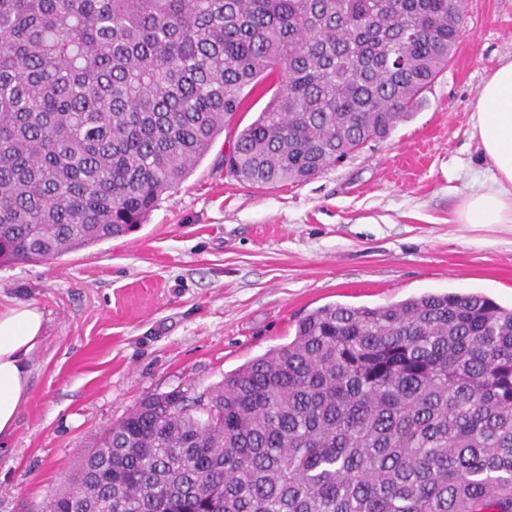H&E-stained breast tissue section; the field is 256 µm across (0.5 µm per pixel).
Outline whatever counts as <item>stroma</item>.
Returning a JSON list of instances; mask_svg holds the SVG:
<instances>
[{
	"label": "stroma",
	"mask_w": 512,
	"mask_h": 512,
	"mask_svg": "<svg viewBox=\"0 0 512 512\" xmlns=\"http://www.w3.org/2000/svg\"><path fill=\"white\" fill-rule=\"evenodd\" d=\"M462 16L413 116L315 179L261 190L227 176L224 152L266 105L254 96L146 224L0 266V305L36 306L46 334L0 451V512H40L144 397L221 382L320 306L479 292L512 307V224L448 221L486 177L470 118L512 58V0H463Z\"/></svg>",
	"instance_id": "1"
}]
</instances>
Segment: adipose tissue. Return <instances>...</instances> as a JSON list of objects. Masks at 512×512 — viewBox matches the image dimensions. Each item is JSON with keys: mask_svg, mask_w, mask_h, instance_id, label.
I'll use <instances>...</instances> for the list:
<instances>
[{"mask_svg": "<svg viewBox=\"0 0 512 512\" xmlns=\"http://www.w3.org/2000/svg\"><path fill=\"white\" fill-rule=\"evenodd\" d=\"M471 136L490 168L480 187L465 195L456 224H512V59L485 79L472 115ZM45 342L43 315L30 304L0 309V439L12 435L31 384V356Z\"/></svg>", "mask_w": 512, "mask_h": 512, "instance_id": "ef3b65f1", "label": "adipose tissue"}]
</instances>
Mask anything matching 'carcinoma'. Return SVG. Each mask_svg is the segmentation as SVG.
<instances>
[{
	"label": "carcinoma",
	"mask_w": 512,
	"mask_h": 512,
	"mask_svg": "<svg viewBox=\"0 0 512 512\" xmlns=\"http://www.w3.org/2000/svg\"><path fill=\"white\" fill-rule=\"evenodd\" d=\"M461 0H0V262L146 222L224 156L258 189L388 138ZM41 512H512V308L329 303L206 389L142 399Z\"/></svg>",
	"instance_id": "cac0c4a2"
}]
</instances>
